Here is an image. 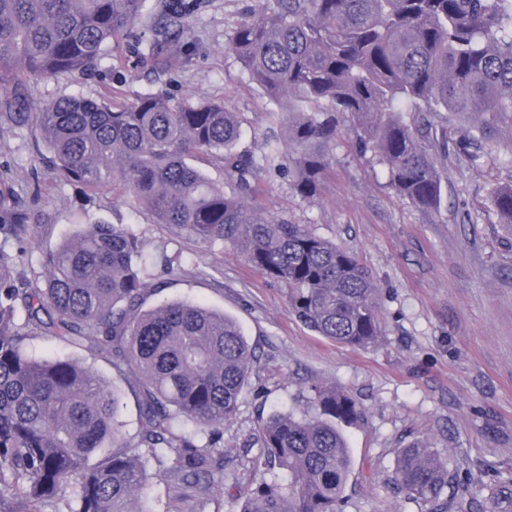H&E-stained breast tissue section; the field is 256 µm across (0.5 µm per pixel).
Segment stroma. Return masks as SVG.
<instances>
[{"instance_id": "1", "label": "stroma", "mask_w": 512, "mask_h": 512, "mask_svg": "<svg viewBox=\"0 0 512 512\" xmlns=\"http://www.w3.org/2000/svg\"><path fill=\"white\" fill-rule=\"evenodd\" d=\"M256 5L199 0L169 67L120 65L106 55L84 75L33 84L31 97L38 105L73 94L96 98L118 82L130 100L155 91L219 99L241 117L239 150L261 155L267 141L286 135L280 107L227 48ZM462 130L448 122L430 145L443 177L442 202L434 210L400 196L372 154L360 152L349 125L317 197L301 198L277 170L265 176L264 217L308 225L372 271L384 332L367 349L339 346L311 331L289 313L286 289L223 243L176 237L110 188L89 195L80 184L55 179L34 125L0 127V192L43 218L32 227L27 270L40 271L43 252L74 225L125 224L145 253L166 256L175 269L169 275L153 267L158 286L146 307L189 300L238 322L257 359L238 415L224 427L225 447L233 450L253 437L270 414L305 408L312 384L333 385L362 412L359 422L343 428L351 473L341 512H427L392 483L398 450L416 443L435 448L471 488L463 512H512V502L495 496L512 489V228L501 224L490 202L495 188L512 184V168L493 152L479 166L469 165L459 155ZM28 347L91 364L122 391L126 433L134 435L132 377L43 336Z\"/></svg>"}]
</instances>
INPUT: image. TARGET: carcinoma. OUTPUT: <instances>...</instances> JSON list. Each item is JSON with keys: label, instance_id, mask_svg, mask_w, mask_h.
<instances>
[{"label": "carcinoma", "instance_id": "1", "mask_svg": "<svg viewBox=\"0 0 512 512\" xmlns=\"http://www.w3.org/2000/svg\"><path fill=\"white\" fill-rule=\"evenodd\" d=\"M147 2L0 0V125L34 121L56 178L88 192L110 182L172 234L232 247L288 288L290 311L318 335L376 345L372 273L307 225L260 217L263 175L273 166L297 195L316 197L352 122L390 186L433 210L442 183L426 142L448 112L469 125L466 161L477 165L502 145L512 166V4L260 0L228 49L270 99L287 95L305 108L284 113L288 151L270 141L259 158L236 150L242 123L219 101L156 92L127 102L112 87L28 111L31 82L92 70L107 49L167 64L182 34L170 25L189 21L198 0H158L154 14ZM407 105L418 112L410 124L398 117ZM200 154L224 180L193 164ZM491 204L512 227V185L494 190ZM30 220L0 193V512H159V501H144L162 478L190 491L187 512H213L226 451L253 473L237 512H340L351 470L341 425L361 417L348 395L314 384L309 410L273 414L242 447L224 449L255 361L237 323L183 300L143 308L152 258L125 224L77 225L43 253L33 281L24 261ZM33 336L134 376L135 434L125 437L115 388L82 362L34 354ZM393 484L428 512L463 509L466 487L450 482L447 461L426 445L399 449Z\"/></svg>", "mask_w": 512, "mask_h": 512}]
</instances>
